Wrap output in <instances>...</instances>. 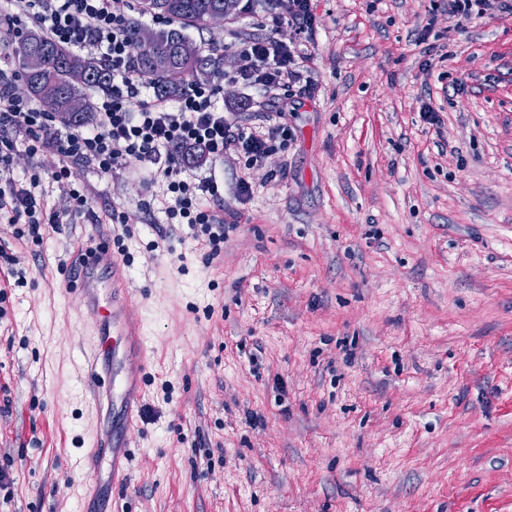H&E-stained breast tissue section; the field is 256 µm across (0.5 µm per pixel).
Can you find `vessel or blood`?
Masks as SVG:
<instances>
[{
  "instance_id": "b4317fda",
  "label": "vessel or blood",
  "mask_w": 512,
  "mask_h": 512,
  "mask_svg": "<svg viewBox=\"0 0 512 512\" xmlns=\"http://www.w3.org/2000/svg\"><path fill=\"white\" fill-rule=\"evenodd\" d=\"M69 282L80 291L83 313L92 331L75 351V362L88 385L91 408L99 423L93 448H111V460L96 458L82 463L86 489L102 486L119 490L130 476L132 456L124 441H110L103 425L113 413L116 425L130 428L141 407L142 379L149 367L147 338L131 304L135 293L129 286L127 265L108 245L83 246L72 257Z\"/></svg>"
}]
</instances>
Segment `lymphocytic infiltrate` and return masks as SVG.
<instances>
[{"label": "lymphocytic infiltrate", "mask_w": 512, "mask_h": 512, "mask_svg": "<svg viewBox=\"0 0 512 512\" xmlns=\"http://www.w3.org/2000/svg\"><path fill=\"white\" fill-rule=\"evenodd\" d=\"M6 21H25L57 43L99 57L112 71V90L96 103L93 128L58 126L56 118L34 100L13 94L10 79L0 72V220L14 225L13 236L22 246L36 249L44 231L64 217L91 208L87 189L70 186V168L83 163L110 174L135 158L147 164L151 183H162L167 223L187 226L203 245L209 259H217L229 227L214 207L222 195L216 179L185 174L181 150L196 148L212 161L225 154L244 157L248 165L261 164L285 149L288 129L279 125L265 133L248 127L231 128L216 102L218 91L208 83H193L174 100L145 98L147 84L133 70L127 23L130 0H9ZM242 64L236 76L265 90L299 83L312 63L311 54L274 38L244 42ZM43 157L39 172L20 182L13 171L18 148ZM66 189L62 210L49 209L43 178Z\"/></svg>", "instance_id": "lymphocytic-infiltrate-1"}]
</instances>
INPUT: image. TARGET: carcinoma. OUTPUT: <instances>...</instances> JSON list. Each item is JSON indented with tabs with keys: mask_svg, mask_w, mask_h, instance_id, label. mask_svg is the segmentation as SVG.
Returning a JSON list of instances; mask_svg holds the SVG:
<instances>
[{
	"mask_svg": "<svg viewBox=\"0 0 512 512\" xmlns=\"http://www.w3.org/2000/svg\"><path fill=\"white\" fill-rule=\"evenodd\" d=\"M143 15L200 24L224 8L223 0H138ZM131 41L140 44L135 71L162 97L178 95L189 80L224 77L221 59L191 42L181 28L153 31L128 22ZM19 75L30 94L62 121L85 125L93 120L90 90L112 88V73L96 57L72 53L46 35H20Z\"/></svg>",
	"mask_w": 512,
	"mask_h": 512,
	"instance_id": "obj_1",
	"label": "carcinoma"
}]
</instances>
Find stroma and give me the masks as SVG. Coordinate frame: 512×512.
Listing matches in <instances>:
<instances>
[{
  "label": "stroma",
  "instance_id": "35a3bbf8",
  "mask_svg": "<svg viewBox=\"0 0 512 512\" xmlns=\"http://www.w3.org/2000/svg\"><path fill=\"white\" fill-rule=\"evenodd\" d=\"M288 10L248 0L187 30L224 58L232 125L288 128L260 165L195 166L232 226L217 259L161 238L134 158L111 175L74 165L91 213L39 255L15 246L0 512H80L73 461L95 419L69 356L90 327L59 265L112 238L115 210L153 365L105 512H512V16L459 26L445 0H315L302 32ZM266 36L313 54L311 90L235 80L242 43Z\"/></svg>",
  "mask_w": 512,
  "mask_h": 512
}]
</instances>
